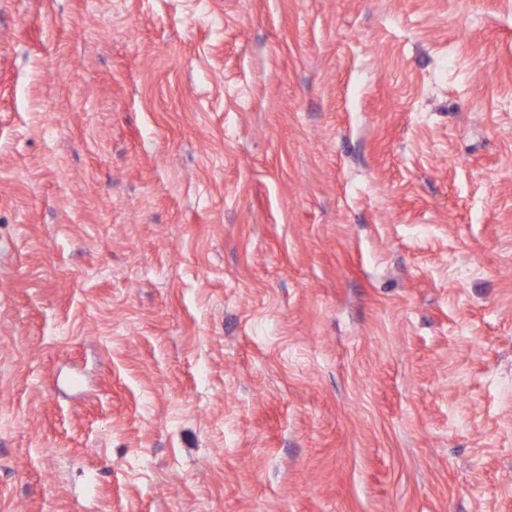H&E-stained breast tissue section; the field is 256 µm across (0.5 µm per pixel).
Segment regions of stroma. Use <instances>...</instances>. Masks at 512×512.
Masks as SVG:
<instances>
[{"label": "stroma", "instance_id": "1", "mask_svg": "<svg viewBox=\"0 0 512 512\" xmlns=\"http://www.w3.org/2000/svg\"><path fill=\"white\" fill-rule=\"evenodd\" d=\"M0 512H512V0H0Z\"/></svg>", "mask_w": 512, "mask_h": 512}]
</instances>
